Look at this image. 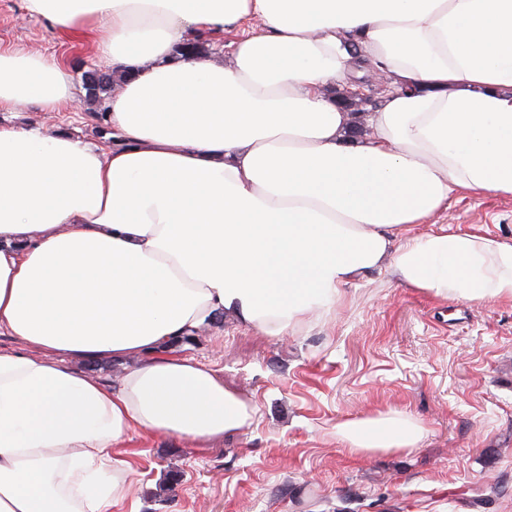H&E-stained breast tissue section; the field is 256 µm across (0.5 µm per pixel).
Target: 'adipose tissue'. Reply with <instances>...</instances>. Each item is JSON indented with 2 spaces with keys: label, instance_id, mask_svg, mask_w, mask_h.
<instances>
[{
  "label": "adipose tissue",
  "instance_id": "obj_1",
  "mask_svg": "<svg viewBox=\"0 0 512 512\" xmlns=\"http://www.w3.org/2000/svg\"><path fill=\"white\" fill-rule=\"evenodd\" d=\"M104 27L110 145L0 125V512H112L135 432L200 444L250 403L173 343L222 315L285 336L389 267L450 301L512 300V241L405 237L460 193L512 196V0H24ZM260 19L226 61L189 38ZM384 75L362 138L335 89ZM63 62L0 50V111L56 112ZM48 359L31 356V349ZM123 374L89 377L76 361ZM354 453L413 449L400 412L344 421Z\"/></svg>",
  "mask_w": 512,
  "mask_h": 512
}]
</instances>
